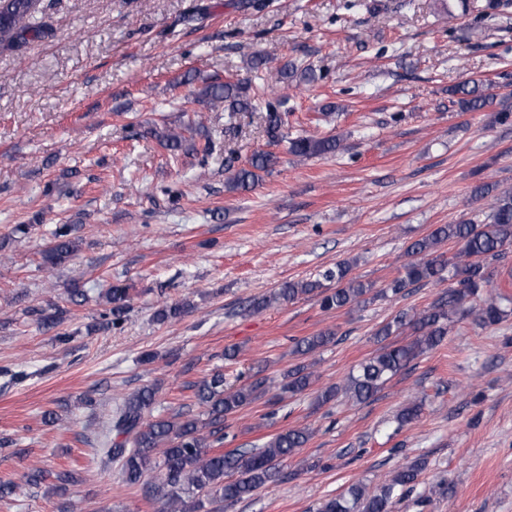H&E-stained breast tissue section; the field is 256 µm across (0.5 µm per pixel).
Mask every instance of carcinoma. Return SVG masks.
<instances>
[{
    "mask_svg": "<svg viewBox=\"0 0 512 512\" xmlns=\"http://www.w3.org/2000/svg\"><path fill=\"white\" fill-rule=\"evenodd\" d=\"M40 12V0H0V46L14 48L29 36L43 33L35 23ZM253 80H213L199 92L212 107L224 106L232 120L228 131H239L233 119L249 112L255 105L248 97ZM464 112L478 111L489 102L490 95L474 81H466L453 90ZM266 130L271 141L285 140L288 151L295 157L308 158L334 154L341 139L297 137L288 138L285 122L271 101H266ZM151 136L171 152L196 150L192 139L183 129L149 130ZM275 163L270 152H259L249 167L238 170L227 182L232 191L246 190L257 182L260 173ZM49 246L42 251L46 266L61 265L76 255L78 239L72 228L62 224L52 231ZM458 245L453 254L442 245ZM512 248V191L493 197L490 222L475 224H443L428 235L411 243L407 249L409 261L397 276L379 287L351 276L352 266L340 262L326 268L315 280L288 281L271 296L255 304L262 309L271 303L291 302L302 295L319 297L322 309L359 308L376 298L397 296L406 288L419 283H448L434 302L421 310H402L375 332L376 341L383 343L410 329L413 339L405 344H383L372 356L358 366L340 386H330L317 392L315 401L325 405L343 394L357 402H366L394 376L408 369L421 355L439 346L448 335V323L453 318L472 315L483 326L501 323L507 316L502 304L512 305V295L505 291L508 284L496 282L488 272V261H496ZM334 283L329 288L326 283ZM495 297L475 305L484 290ZM129 302L126 288H112L106 295V312L102 314L106 327H116L123 321ZM336 341V332L325 329L314 336L295 342L294 350L310 355ZM314 382L313 373L303 366L288 371L281 386L283 392L301 395ZM267 383L257 377L239 386L224 383V373L216 370L210 377L192 385L196 403L203 408L198 414L179 412L171 417H154L155 390L144 387L124 398L112 412L109 434L101 455L107 460L121 462L123 482L142 489L146 498L159 504L158 512H220L218 505L236 503L250 497L263 486L276 481L279 465L297 454L308 442L306 428L288 429L273 434L262 446L224 450V417L237 412L254 401ZM158 459L160 476L147 480L152 459ZM421 466L408 464L395 472L389 483L369 487L363 483L351 485L343 494L327 496L315 512H392L395 499L418 483ZM54 480L59 488L74 483L69 471L53 472L34 466L25 475V485L38 487Z\"/></svg>",
    "mask_w": 512,
    "mask_h": 512,
    "instance_id": "cac0c4a2",
    "label": "carcinoma"
}]
</instances>
